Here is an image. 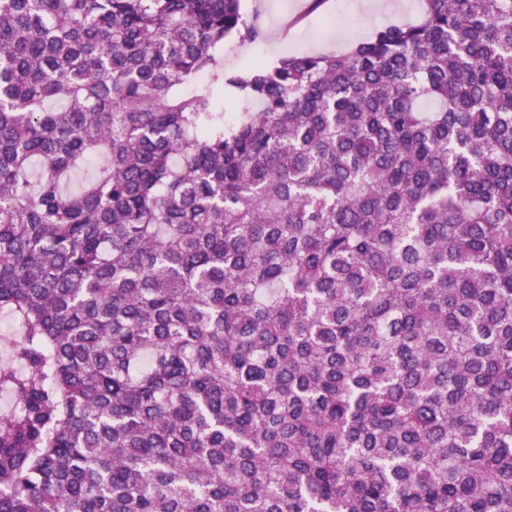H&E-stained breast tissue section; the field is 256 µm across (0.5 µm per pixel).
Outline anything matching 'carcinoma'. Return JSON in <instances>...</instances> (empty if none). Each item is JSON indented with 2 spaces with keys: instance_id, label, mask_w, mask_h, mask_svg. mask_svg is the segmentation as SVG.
Returning <instances> with one entry per match:
<instances>
[{
  "instance_id": "carcinoma-1",
  "label": "carcinoma",
  "mask_w": 512,
  "mask_h": 512,
  "mask_svg": "<svg viewBox=\"0 0 512 512\" xmlns=\"http://www.w3.org/2000/svg\"><path fill=\"white\" fill-rule=\"evenodd\" d=\"M423 3L0 0V512H512V0ZM338 1H345L340 6ZM325 0L316 10H310L311 0H244L242 8L251 15L257 12L265 36L259 43L240 42L237 38L224 41V72L235 71L249 64L260 54L266 60L288 54L342 53L370 37L379 27L388 24L418 22L423 17L420 0L380 1ZM333 15L335 22L329 25ZM288 25V34L284 27Z\"/></svg>"
}]
</instances>
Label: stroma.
Here are the masks:
<instances>
[{
	"mask_svg": "<svg viewBox=\"0 0 512 512\" xmlns=\"http://www.w3.org/2000/svg\"><path fill=\"white\" fill-rule=\"evenodd\" d=\"M383 7L367 12L365 0H324L311 9V0H243L245 13H258L265 36L248 43L224 42V68L241 69L255 57L268 60L288 54L342 53L370 37L381 26L420 21L421 0H382Z\"/></svg>",
	"mask_w": 512,
	"mask_h": 512,
	"instance_id": "obj_1",
	"label": "stroma"
}]
</instances>
